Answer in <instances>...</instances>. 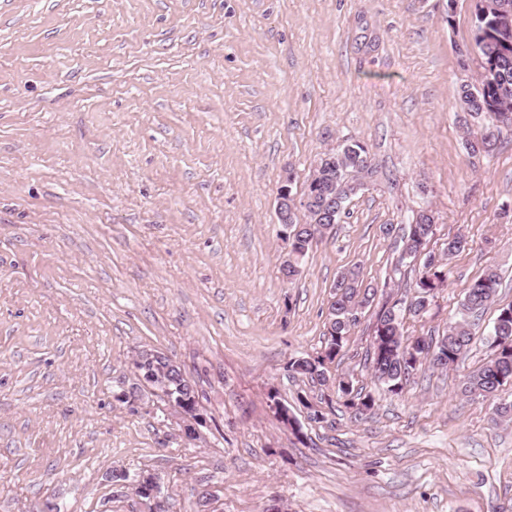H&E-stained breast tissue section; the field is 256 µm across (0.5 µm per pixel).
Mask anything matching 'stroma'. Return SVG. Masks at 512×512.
<instances>
[{"label":"stroma","mask_w":512,"mask_h":512,"mask_svg":"<svg viewBox=\"0 0 512 512\" xmlns=\"http://www.w3.org/2000/svg\"><path fill=\"white\" fill-rule=\"evenodd\" d=\"M447 5L0 0V512H143L106 479L142 469L170 512H512V423L458 392L512 302V127L461 106L473 0ZM343 141L373 172L287 280L280 183L303 192ZM422 210L430 252L468 244L406 335L444 333L474 280L502 278L465 358L386 392L367 307L332 370L374 411L337 397L309 420L321 392L289 361L323 346L344 269L403 297L414 266L381 227ZM145 347L196 382L205 443L128 397Z\"/></svg>","instance_id":"obj_1"}]
</instances>
